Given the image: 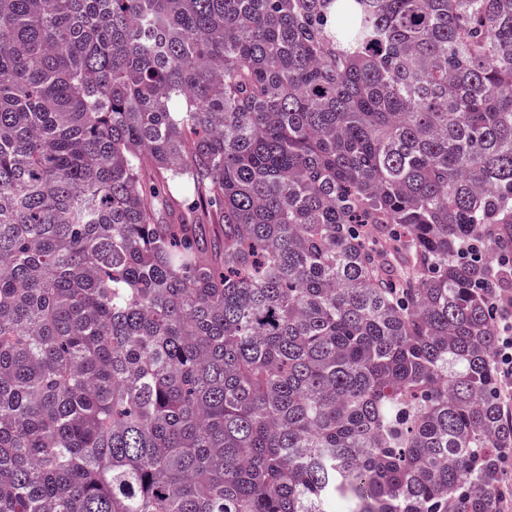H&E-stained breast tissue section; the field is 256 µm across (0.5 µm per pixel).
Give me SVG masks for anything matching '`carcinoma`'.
Wrapping results in <instances>:
<instances>
[{"label": "carcinoma", "mask_w": 512, "mask_h": 512, "mask_svg": "<svg viewBox=\"0 0 512 512\" xmlns=\"http://www.w3.org/2000/svg\"><path fill=\"white\" fill-rule=\"evenodd\" d=\"M510 256L512 0H0V512H502ZM497 334L498 345L494 352V364L506 413L512 422V315L509 320H503L497 325Z\"/></svg>", "instance_id": "obj_1"}]
</instances>
